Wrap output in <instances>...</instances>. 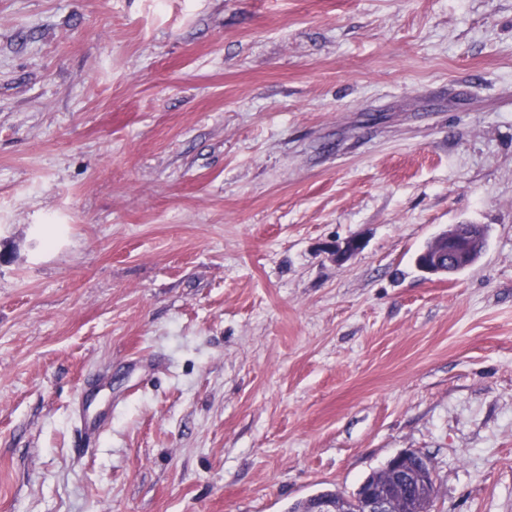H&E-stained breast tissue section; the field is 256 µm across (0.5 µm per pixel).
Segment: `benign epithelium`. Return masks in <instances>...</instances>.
<instances>
[{
  "instance_id": "benign-epithelium-1",
  "label": "benign epithelium",
  "mask_w": 512,
  "mask_h": 512,
  "mask_svg": "<svg viewBox=\"0 0 512 512\" xmlns=\"http://www.w3.org/2000/svg\"><path fill=\"white\" fill-rule=\"evenodd\" d=\"M363 247L361 239L349 238L342 242H327L323 251L334 261L343 262L361 252ZM484 250L483 235H464L458 225L451 224L421 252L424 257L421 270L431 275L459 273L473 266ZM387 466L401 488L411 486L416 489L415 512H428L425 488L434 481L429 458L417 451H405L392 458ZM394 505L395 499L390 492L363 482L350 496L338 492L332 497L307 498L301 512H396Z\"/></svg>"
}]
</instances>
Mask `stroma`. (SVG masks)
Returning <instances> with one entry per match:
<instances>
[{"instance_id": "stroma-1", "label": "stroma", "mask_w": 512, "mask_h": 512, "mask_svg": "<svg viewBox=\"0 0 512 512\" xmlns=\"http://www.w3.org/2000/svg\"><path fill=\"white\" fill-rule=\"evenodd\" d=\"M408 449L512 512V0H0V512H288ZM484 236L464 235L451 224L421 252V270L431 275L459 273L473 266L485 250ZM363 247L364 244L361 239L349 238L342 242H327L323 246V251L334 261L343 262L361 252Z\"/></svg>"}]
</instances>
